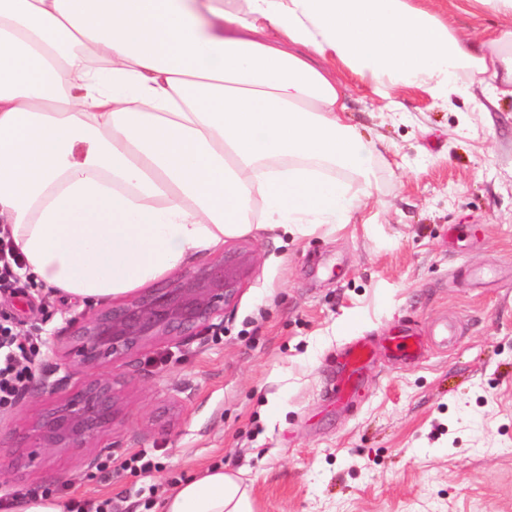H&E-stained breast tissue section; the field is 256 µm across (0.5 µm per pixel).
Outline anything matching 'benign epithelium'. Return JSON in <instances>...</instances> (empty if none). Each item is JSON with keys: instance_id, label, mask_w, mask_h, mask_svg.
<instances>
[{"instance_id": "1", "label": "benign epithelium", "mask_w": 512, "mask_h": 512, "mask_svg": "<svg viewBox=\"0 0 512 512\" xmlns=\"http://www.w3.org/2000/svg\"><path fill=\"white\" fill-rule=\"evenodd\" d=\"M250 266V253H226L163 288L85 316L65 338L66 375L53 381L44 377L35 386L54 404L26 428L29 447L79 456L89 469L102 455L112 454L118 447L112 432L122 415L124 382L102 368L130 361L149 346L189 341L215 327ZM89 448L98 452L89 456Z\"/></svg>"}]
</instances>
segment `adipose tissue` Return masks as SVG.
I'll return each instance as SVG.
<instances>
[{"label": "adipose tissue", "mask_w": 512, "mask_h": 512, "mask_svg": "<svg viewBox=\"0 0 512 512\" xmlns=\"http://www.w3.org/2000/svg\"><path fill=\"white\" fill-rule=\"evenodd\" d=\"M475 41L413 0H0V223L36 284L124 294L260 229L349 224L372 150L344 71L380 98L512 95V0ZM323 66H316L314 57ZM158 512H252L234 474Z\"/></svg>", "instance_id": "ef3b65f1"}]
</instances>
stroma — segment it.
<instances>
[{"mask_svg": "<svg viewBox=\"0 0 512 512\" xmlns=\"http://www.w3.org/2000/svg\"><path fill=\"white\" fill-rule=\"evenodd\" d=\"M348 95L350 122L377 146L364 223L225 237L253 262L223 324L113 366L127 378L118 448L91 469L45 452L15 469L20 434L50 405L29 391L0 412L12 422L0 496L151 512L179 480L221 465L240 473L254 512H512V96L442 107L354 82ZM90 309L26 278L0 292L21 336L55 335ZM444 319L454 345L411 363L378 349L337 409L346 344ZM274 393L284 406L272 417ZM138 452L150 472L124 469Z\"/></svg>", "mask_w": 512, "mask_h": 512, "instance_id": "1", "label": "stroma"}]
</instances>
